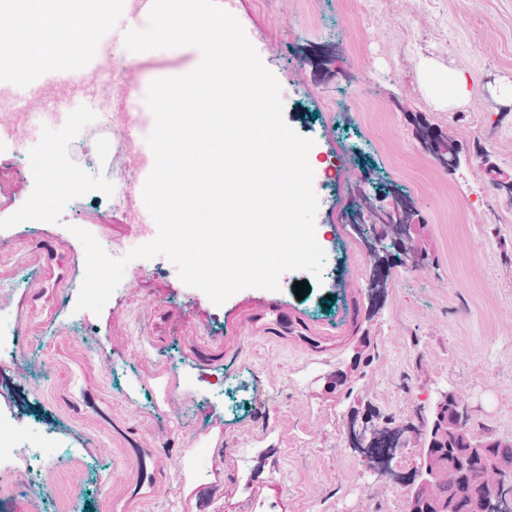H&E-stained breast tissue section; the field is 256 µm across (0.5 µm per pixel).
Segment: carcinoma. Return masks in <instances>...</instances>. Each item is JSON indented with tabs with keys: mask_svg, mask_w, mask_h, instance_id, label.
<instances>
[{
	"mask_svg": "<svg viewBox=\"0 0 512 512\" xmlns=\"http://www.w3.org/2000/svg\"><path fill=\"white\" fill-rule=\"evenodd\" d=\"M420 138L425 147L433 153L446 151L452 153L457 150L453 142L445 141L438 130L429 124L420 126ZM442 413H432L431 417L424 420L417 427L416 433L424 443L420 461V469L433 464H444L449 467H456L460 474L469 478L483 467L487 460H512V442L499 440H480L485 448L484 457L472 460L468 457L466 449L471 447L474 439L471 434L463 429L467 416L461 405L457 404L448 407V404L441 402ZM439 504L442 507L450 502L455 504L456 512H469L468 504L458 501L455 488L444 483L439 486Z\"/></svg>",
	"mask_w": 512,
	"mask_h": 512,
	"instance_id": "obj_1",
	"label": "carcinoma"
}]
</instances>
